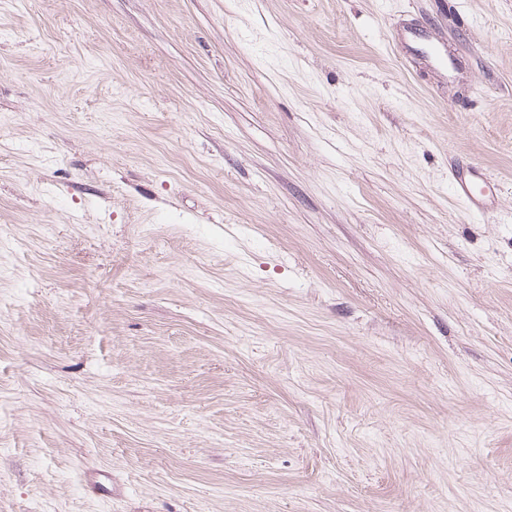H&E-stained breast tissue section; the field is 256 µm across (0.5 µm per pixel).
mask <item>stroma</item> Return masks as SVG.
Listing matches in <instances>:
<instances>
[{
  "label": "stroma",
  "instance_id": "stroma-1",
  "mask_svg": "<svg viewBox=\"0 0 512 512\" xmlns=\"http://www.w3.org/2000/svg\"><path fill=\"white\" fill-rule=\"evenodd\" d=\"M0 512H512V0H0ZM453 180L456 193L469 210H480L484 201L496 193L495 185L476 170L456 172Z\"/></svg>",
  "mask_w": 512,
  "mask_h": 512
}]
</instances>
